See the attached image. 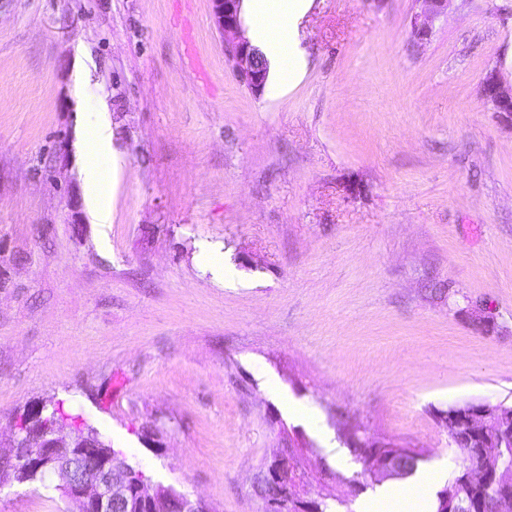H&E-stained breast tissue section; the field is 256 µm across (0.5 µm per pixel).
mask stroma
<instances>
[{
  "label": "stroma",
  "instance_id": "stroma-1",
  "mask_svg": "<svg viewBox=\"0 0 512 512\" xmlns=\"http://www.w3.org/2000/svg\"><path fill=\"white\" fill-rule=\"evenodd\" d=\"M424 9L312 0L305 73L257 97L211 0H0V455L59 402L212 512H263L283 448L352 506L354 448L456 466L437 411L512 406V124L479 93L512 82V0ZM100 101L108 224L81 176ZM58 482L0 512H65Z\"/></svg>",
  "mask_w": 512,
  "mask_h": 512
}]
</instances>
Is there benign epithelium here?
I'll use <instances>...</instances> for the list:
<instances>
[{
  "instance_id": "1",
  "label": "benign epithelium",
  "mask_w": 512,
  "mask_h": 512,
  "mask_svg": "<svg viewBox=\"0 0 512 512\" xmlns=\"http://www.w3.org/2000/svg\"><path fill=\"white\" fill-rule=\"evenodd\" d=\"M243 0H212L215 22L224 35V50L228 62L240 81L256 96L262 95L268 69L262 64V52L244 36L241 11ZM481 97L491 105L495 114L512 122V83L498 73H488L480 85ZM48 430H39L34 422L41 418V408L35 406L19 417L14 425L13 450L8 458L13 462L12 474L0 478V485L26 482L37 475L55 474L61 480L58 489L68 512H112L118 498H135L143 512H167V503L177 498L183 512H210L200 498L177 491L172 486L154 485L143 472L131 471L128 464L113 451L100 453L97 464L78 469L86 448L84 420L71 415L63 406ZM437 420L448 428L449 443L463 445L459 465V482L480 487L495 498L498 508L512 504V453L505 456L502 449H512V406L488 401L465 402L448 407L437 414ZM71 433H64L65 428ZM263 480L279 487L288 485L290 498L297 512H316L317 501L306 496V475L299 467L296 454L283 448L268 460L262 470Z\"/></svg>"
}]
</instances>
